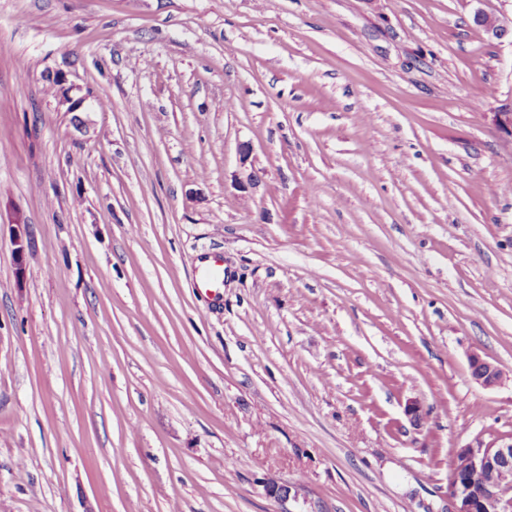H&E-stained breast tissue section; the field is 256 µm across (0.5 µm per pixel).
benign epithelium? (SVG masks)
<instances>
[{"label": "benign epithelium", "instance_id": "7a95c632", "mask_svg": "<svg viewBox=\"0 0 512 512\" xmlns=\"http://www.w3.org/2000/svg\"><path fill=\"white\" fill-rule=\"evenodd\" d=\"M479 26L502 39L512 34V19L479 11L476 13ZM56 88L60 105L66 111L75 112L82 108L84 98L71 95L72 88L66 86L65 76L55 72L50 76ZM471 378L485 388L497 386L503 376L502 369L483 358L479 353L469 354ZM457 453L467 459L469 471L475 474L488 473L491 479L483 482L479 490H474L467 478L452 476L448 481L447 512H512V436L495 437L490 440L476 438L459 447ZM269 496L286 501L292 496L295 486L269 480L265 484Z\"/></svg>", "mask_w": 512, "mask_h": 512}]
</instances>
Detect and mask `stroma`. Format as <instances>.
Returning a JSON list of instances; mask_svg holds the SVG:
<instances>
[{"mask_svg": "<svg viewBox=\"0 0 512 512\" xmlns=\"http://www.w3.org/2000/svg\"><path fill=\"white\" fill-rule=\"evenodd\" d=\"M479 10L512 0H0V512H445L456 449L512 435ZM51 74L50 80L56 88L59 104L61 106H67L66 111L68 112H76L78 109L82 108L84 98H74L71 95L73 89L70 86H66L65 76L61 72H52ZM224 283V258L219 253H214L203 261L196 277L197 288L206 294L218 295L219 288ZM468 358L471 378L477 384L492 388L500 383L503 371L498 365L483 358L477 352L470 353Z\"/></svg>", "mask_w": 512, "mask_h": 512, "instance_id": "1", "label": "stroma"}]
</instances>
